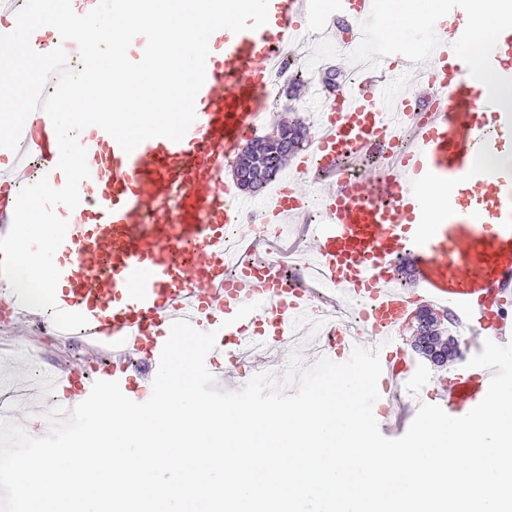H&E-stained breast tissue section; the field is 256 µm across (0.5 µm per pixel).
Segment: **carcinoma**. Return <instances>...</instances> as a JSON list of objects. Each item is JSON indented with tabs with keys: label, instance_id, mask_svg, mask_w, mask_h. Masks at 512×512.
<instances>
[{
	"label": "carcinoma",
	"instance_id": "cac0c4a2",
	"mask_svg": "<svg viewBox=\"0 0 512 512\" xmlns=\"http://www.w3.org/2000/svg\"><path fill=\"white\" fill-rule=\"evenodd\" d=\"M278 131V139L268 136L256 139L239 155L234 169L240 187L259 192L306 140V128L299 121L282 125Z\"/></svg>",
	"mask_w": 512,
	"mask_h": 512
}]
</instances>
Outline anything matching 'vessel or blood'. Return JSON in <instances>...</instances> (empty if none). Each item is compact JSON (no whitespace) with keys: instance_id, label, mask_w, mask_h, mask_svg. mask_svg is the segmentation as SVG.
<instances>
[{"instance_id":"b4317fda","label":"vessel or blood","mask_w":512,"mask_h":512,"mask_svg":"<svg viewBox=\"0 0 512 512\" xmlns=\"http://www.w3.org/2000/svg\"><path fill=\"white\" fill-rule=\"evenodd\" d=\"M321 0H269V20L255 31L209 39L205 83L196 98L195 122L183 140L156 137L125 153L99 127L81 139L90 175L79 185L76 208L57 205L68 230L54 262L61 272L58 306L89 321L80 329L92 362L51 373L71 404L85 400L97 380L118 382L133 396V363L157 370L174 321L217 330L216 354L229 362L248 358L252 367L268 349L292 338L297 319L329 303L331 295L366 300L359 335L338 329L329 349L351 356L362 337L380 350L382 393L398 390L418 398L415 364L400 337L418 302L452 310L459 325L481 340L512 341V163L491 171L485 155L512 147V122L489 104L452 49L467 21L454 9L453 26H438L440 40L425 67L394 54L360 77V96L341 91L324 99L314 157L299 155L296 170L312 183H328L322 217L309 225L315 276L290 288L279 262L254 263L265 240L246 238L230 254L226 232L242 224L248 206L225 177L240 144L259 128L265 112L261 90L271 66L296 46L301 20ZM495 70L512 77V29L492 55ZM410 86L393 107L384 87L405 71ZM413 127L408 145L386 167L364 179L345 171L382 136ZM0 167V224L11 223L17 193L34 175L60 186L59 147L49 117L25 121L20 149ZM464 180L467 189L448 195V221H428L425 188ZM306 195L290 181L272 198L267 221L287 226L305 210ZM409 257L419 292L393 284V267ZM259 308L235 320L246 303ZM491 372L473 367L449 378L440 407L461 417L485 397Z\"/></svg>"}]
</instances>
